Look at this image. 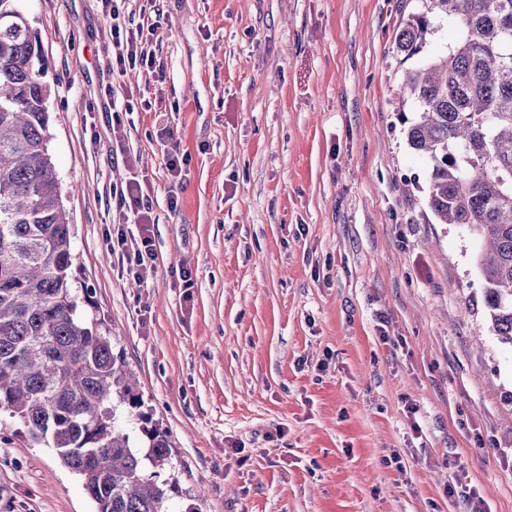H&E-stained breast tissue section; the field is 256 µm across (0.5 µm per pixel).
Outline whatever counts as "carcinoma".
Segmentation results:
<instances>
[{
  "label": "carcinoma",
  "mask_w": 512,
  "mask_h": 512,
  "mask_svg": "<svg viewBox=\"0 0 512 512\" xmlns=\"http://www.w3.org/2000/svg\"><path fill=\"white\" fill-rule=\"evenodd\" d=\"M0 0V411L53 448L97 512H168L171 458L123 352L87 321L71 288L72 229L47 147L51 95L38 36ZM457 38L402 76L416 107L410 148L428 161V207L482 238L495 335L512 345V0H422L396 37L410 59L441 23ZM142 423L148 451L121 427Z\"/></svg>",
  "instance_id": "obj_1"
}]
</instances>
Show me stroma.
<instances>
[{
	"label": "stroma",
	"instance_id": "1",
	"mask_svg": "<svg viewBox=\"0 0 512 512\" xmlns=\"http://www.w3.org/2000/svg\"><path fill=\"white\" fill-rule=\"evenodd\" d=\"M22 6L48 59L71 287L170 436V512H468L460 469L512 512V347L476 235L437 223L407 143L394 40L420 0H126L133 24L166 18L159 82L113 74L102 0ZM129 158L155 218L144 284L104 246ZM0 512H96L5 412Z\"/></svg>",
	"mask_w": 512,
	"mask_h": 512
}]
</instances>
